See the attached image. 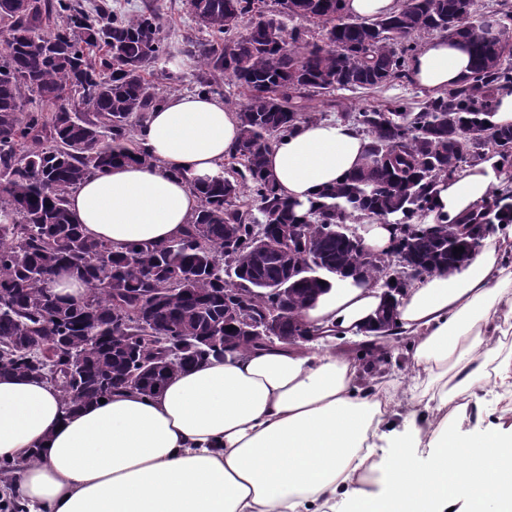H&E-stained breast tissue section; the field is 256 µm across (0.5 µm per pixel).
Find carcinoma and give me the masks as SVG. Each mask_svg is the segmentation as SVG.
<instances>
[{
    "mask_svg": "<svg viewBox=\"0 0 512 512\" xmlns=\"http://www.w3.org/2000/svg\"><path fill=\"white\" fill-rule=\"evenodd\" d=\"M476 0H401L386 17L358 19L345 0H186L205 40L183 53L203 62L198 93L218 78L246 90L240 138L213 176L191 177L200 205L177 238L157 245L88 239L73 223L69 194L90 174L121 162L153 164L132 136L163 102L159 63L171 58L155 12L112 11L104 0H0V374L59 386L66 410L121 389L146 396L179 372L224 353L263 348L230 310L263 319L283 309V342L311 330L300 317L333 271L387 288L388 259L369 258L349 224L381 220L395 228L391 253L421 276L452 273L468 243L496 231L493 198L463 234L423 221L431 188L482 157L473 134L487 133L512 166V127L485 125L495 92L512 86V27L487 21L493 41L473 37ZM306 22L317 29L296 24ZM448 34L471 47L465 84L428 98L366 109L353 122L368 137L360 169L306 214L276 188L268 152L298 124L317 118L306 102L341 89H373L406 77L423 36ZM35 101L38 108L25 110ZM297 238L283 250L285 225ZM464 247L453 254V248ZM62 267L87 285L80 299L53 287ZM397 300L378 313L395 328Z\"/></svg>",
    "mask_w": 512,
    "mask_h": 512,
    "instance_id": "carcinoma-1",
    "label": "carcinoma"
}]
</instances>
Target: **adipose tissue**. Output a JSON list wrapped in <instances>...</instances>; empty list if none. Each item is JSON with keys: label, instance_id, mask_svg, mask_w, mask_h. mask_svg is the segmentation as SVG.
Instances as JSON below:
<instances>
[{"label": "adipose tissue", "instance_id": "1", "mask_svg": "<svg viewBox=\"0 0 512 512\" xmlns=\"http://www.w3.org/2000/svg\"><path fill=\"white\" fill-rule=\"evenodd\" d=\"M472 71L456 38L425 42L408 64L418 87L445 92ZM240 136L223 99L177 94L148 113L139 140L153 165H116L69 198L86 237L152 243L182 232L199 206L188 180L217 174ZM351 122H303L268 154L266 170L309 209L362 162ZM512 189L486 154L433 188L430 224H460ZM380 287L335 278L301 312L320 336L226 355L174 376L151 397L114 392L66 412L44 379L0 375V459L15 468L0 493L26 512H512V224L482 240L452 274L416 281L397 306L414 374L359 384L352 344L376 330ZM493 387L498 416L465 424ZM37 461H30V454ZM431 459L428 469L419 454Z\"/></svg>", "mask_w": 512, "mask_h": 512}]
</instances>
